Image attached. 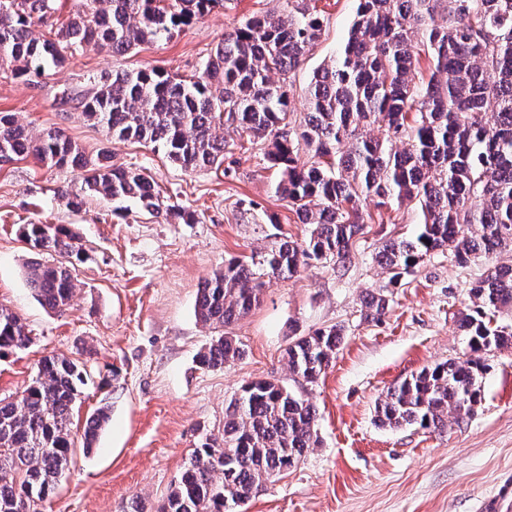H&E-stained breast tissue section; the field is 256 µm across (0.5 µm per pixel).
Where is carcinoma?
Returning a JSON list of instances; mask_svg holds the SVG:
<instances>
[{"mask_svg":"<svg viewBox=\"0 0 512 512\" xmlns=\"http://www.w3.org/2000/svg\"><path fill=\"white\" fill-rule=\"evenodd\" d=\"M12 2L0 9L6 78L40 75L89 43L128 53L223 4L93 0L50 28L47 39L35 24L56 13L57 0ZM285 3L286 13L253 16L224 36L196 77L121 70L93 77L80 95L87 119L119 139L153 144L184 170L224 162L221 128L245 133L278 169L276 192L312 226L301 244L285 240L264 255L225 261L198 292V319L222 329L258 305L263 278L292 275L309 259H349L369 198L379 207L412 202L420 213L413 236L390 239L376 254L391 284L439 252L466 264L512 249V0H357L342 51L312 74L301 121L290 110L292 76L321 37L324 17L299 0ZM399 142L407 148L398 149ZM30 155L49 168L78 170L87 194L158 215L174 210L163 207L143 171L115 166L103 152L89 156L58 129L34 136L0 112V163ZM21 236L36 254L59 256L29 262L25 278L43 306L63 310L76 288L75 235L63 224H24ZM502 271L495 266L470 287L473 310L459 328L473 357L425 368L388 389L375 407L380 424L439 430L450 416L473 414L486 372L481 354L512 347V331L493 324L497 311L512 310ZM364 305L365 318H379L388 305L383 289ZM342 340L336 325L292 339L285 353L294 381L316 382ZM29 341L22 318L0 304V354ZM243 354L221 333L198 360L217 369ZM86 375L73 360L47 356L19 396L0 398V512H38L53 493L75 447L72 410ZM316 418L312 402L277 382L243 384L225 410L224 433L194 449L160 512H239L261 479L295 466L315 445ZM108 420L104 408L86 420L84 448L93 447Z\"/></svg>","mask_w":512,"mask_h":512,"instance_id":"1","label":"carcinoma"}]
</instances>
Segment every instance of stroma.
<instances>
[{
  "instance_id": "obj_1",
  "label": "stroma",
  "mask_w": 512,
  "mask_h": 512,
  "mask_svg": "<svg viewBox=\"0 0 512 512\" xmlns=\"http://www.w3.org/2000/svg\"><path fill=\"white\" fill-rule=\"evenodd\" d=\"M324 17L319 42L295 71V115L305 110L315 69L341 51L356 0H311ZM282 0H228L170 39L124 55L84 46L65 66L37 79L0 77V111L14 113L31 134L62 129L87 154L106 151L113 163L143 170L167 205L192 214L165 221L111 200L86 197L68 206L59 191L80 190L78 173L49 169L34 158L0 166V304L20 315L28 346L0 357V397L21 391L39 360L62 354L86 366L88 379L74 414L82 422L102 405L110 419L90 451L75 450L69 471L40 512H122L138 499L157 512L190 453L224 431L227 404L245 382L293 387L283 353L292 337L331 325L344 329L332 364L304 394L317 410L318 443L300 462L262 479L243 512H482L495 484L512 476V349L484 356L481 400L472 417L442 430L379 426L375 404L422 369L469 353L458 321L473 308L469 288L490 268L512 262L497 252L457 264L435 254L389 284L375 259L386 240L409 235L419 221L414 204L382 210L367 222L346 262L308 261L297 273L267 283L259 304L227 328L243 345L242 359L221 369L201 367L197 355L217 329L196 317L202 282L233 257L269 251L283 236L308 232L275 191L278 174L260 150L224 130L219 168L186 171L152 145L114 138L87 120L77 92L90 75L164 68L196 74L226 32L255 15L280 12ZM23 224H63L79 238L77 288L66 311L43 307L24 266L33 257ZM384 289L389 307L378 321L363 317L366 296ZM118 371L114 388L100 379Z\"/></svg>"
}]
</instances>
